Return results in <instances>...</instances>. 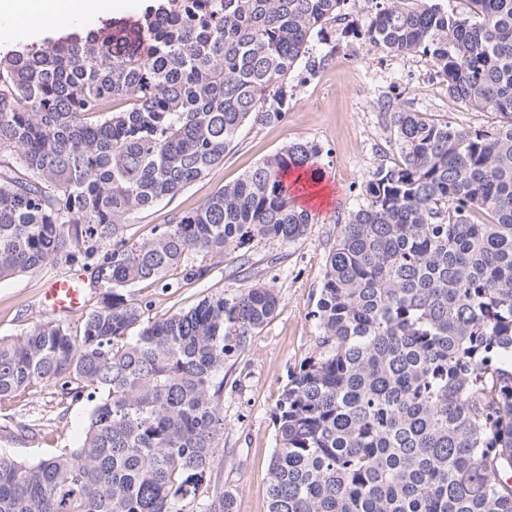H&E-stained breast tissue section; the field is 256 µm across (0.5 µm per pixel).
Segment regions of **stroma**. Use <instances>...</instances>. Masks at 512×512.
I'll use <instances>...</instances> for the list:
<instances>
[{
  "mask_svg": "<svg viewBox=\"0 0 512 512\" xmlns=\"http://www.w3.org/2000/svg\"><path fill=\"white\" fill-rule=\"evenodd\" d=\"M153 0H96L94 9L76 20L79 28H111L132 35ZM295 87L285 119L272 125H249L227 151L224 162L207 177L173 198L135 214L129 232L151 235L176 215L195 209L223 191L287 142L320 144L324 184L331 198L319 208L316 223L293 243L256 240L215 259L207 279L183 283V268L169 270L170 289L144 282L134 298L153 300L154 317L195 305L215 292L234 293L259 282L279 298L274 316L224 358V450L203 485L206 492L232 495L234 512H268L267 472L276 447L274 412L284 386L316 349L319 334L314 313L323 286L325 258L336 241V224L360 201L365 176L394 161L389 130L375 103L378 92L395 102L411 101L437 123L492 127L499 118L448 101L433 69L424 61L369 52L340 37L336 63L317 78L294 71ZM63 272L40 269L0 280V336H16L54 320L44 306V290ZM90 405L62 400L58 385L40 382L0 399V451L36 461L79 443Z\"/></svg>",
  "mask_w": 512,
  "mask_h": 512,
  "instance_id": "obj_1",
  "label": "stroma"
}]
</instances>
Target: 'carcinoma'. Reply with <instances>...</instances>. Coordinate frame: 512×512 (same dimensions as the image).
Returning <instances> with one entry per match:
<instances>
[{"label": "carcinoma", "instance_id": "carcinoma-1", "mask_svg": "<svg viewBox=\"0 0 512 512\" xmlns=\"http://www.w3.org/2000/svg\"><path fill=\"white\" fill-rule=\"evenodd\" d=\"M348 0H162L138 37L70 32L0 57V280L80 266L98 291L61 322L0 338V398L32 384L91 403L74 448L0 452V512H233L202 485L224 440V356L278 305L260 283L154 318L129 288L191 254L293 243L289 142L145 239L125 221L205 177L248 125L288 110V78L336 61ZM368 0L367 51L420 57L490 129L377 97L397 160L337 225L317 351L274 412L269 512H512V0Z\"/></svg>", "mask_w": 512, "mask_h": 512}]
</instances>
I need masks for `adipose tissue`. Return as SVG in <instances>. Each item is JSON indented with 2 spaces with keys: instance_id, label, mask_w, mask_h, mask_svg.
<instances>
[{
  "instance_id": "adipose-tissue-1",
  "label": "adipose tissue",
  "mask_w": 512,
  "mask_h": 512,
  "mask_svg": "<svg viewBox=\"0 0 512 512\" xmlns=\"http://www.w3.org/2000/svg\"><path fill=\"white\" fill-rule=\"evenodd\" d=\"M93 0H0V18L24 31L56 30L88 13Z\"/></svg>"
}]
</instances>
